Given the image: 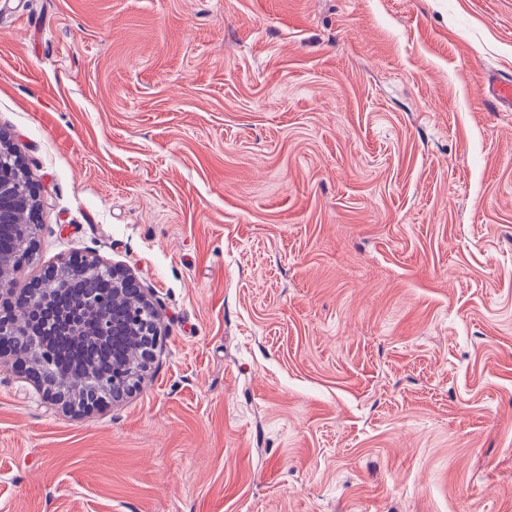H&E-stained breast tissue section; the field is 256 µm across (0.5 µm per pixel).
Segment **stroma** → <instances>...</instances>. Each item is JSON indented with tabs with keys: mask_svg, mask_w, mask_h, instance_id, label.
I'll return each instance as SVG.
<instances>
[{
	"mask_svg": "<svg viewBox=\"0 0 512 512\" xmlns=\"http://www.w3.org/2000/svg\"><path fill=\"white\" fill-rule=\"evenodd\" d=\"M512 0H0L18 287L132 270L107 407L0 368V512H512ZM489 94L487 96L486 106L490 111H496L503 108L512 109V80L494 79L488 80Z\"/></svg>",
	"mask_w": 512,
	"mask_h": 512,
	"instance_id": "obj_1",
	"label": "stroma"
}]
</instances>
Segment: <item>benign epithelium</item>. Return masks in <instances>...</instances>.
<instances>
[{"mask_svg":"<svg viewBox=\"0 0 512 512\" xmlns=\"http://www.w3.org/2000/svg\"><path fill=\"white\" fill-rule=\"evenodd\" d=\"M23 170L20 157L9 138L0 133V170L4 168ZM34 193L31 183L24 179L13 182L0 179V223L15 220L20 208ZM97 272L112 276V298L119 299L131 292L138 303V312L132 313L133 321L128 324V336L144 339V351L130 373L140 375L146 371L151 358L154 336L157 335L159 313L154 303L147 297L137 278L128 270L118 268L97 257L66 259L45 271L35 279L30 288H17L14 275L19 270L12 268L11 259L0 255V342L20 330L26 336V343L11 357L16 361L32 364L31 372L35 389L44 403L73 409L82 408L72 400L71 395L80 389L65 378L53 374L48 366L52 357L46 336L66 333L75 344L99 345L106 341L109 320L121 326V318L111 314L110 299L88 297L77 300L61 308L52 323L44 320L41 309L53 298L65 291V284L71 280L91 278Z\"/></svg>","mask_w":512,"mask_h":512,"instance_id":"1","label":"benign epithelium"}]
</instances>
